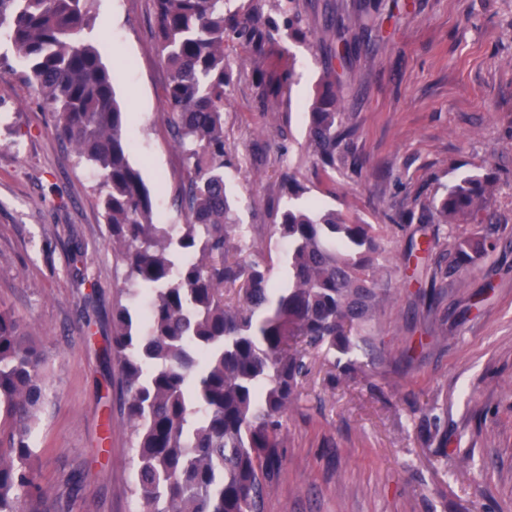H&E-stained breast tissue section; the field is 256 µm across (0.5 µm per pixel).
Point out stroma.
I'll list each match as a JSON object with an SVG mask.
<instances>
[{"mask_svg":"<svg viewBox=\"0 0 512 512\" xmlns=\"http://www.w3.org/2000/svg\"><path fill=\"white\" fill-rule=\"evenodd\" d=\"M281 18L285 0H263ZM305 36L265 59L224 47L227 183L248 228L245 259L269 257L288 205L283 176L305 200L375 225L390 288L373 349L343 372L312 352L298 401L283 416L282 466L261 512H512V0H294ZM89 35L134 118L131 164L165 224H182L188 175L169 128L170 72L152 0H95ZM344 19L343 43L332 24ZM289 85L260 100L265 72ZM9 44L0 43V310L20 317L50 370L32 432L46 494L39 512H141L131 431L106 355L126 269L106 242L97 176L52 132L54 116ZM334 78L352 131L332 179L318 174L307 109ZM493 169L490 224H441L428 209L465 174ZM407 215L400 224L389 214ZM491 234L497 249L469 272L429 281L409 262H446L456 239ZM89 284H81V275ZM436 289L434 303L421 295ZM82 488L68 493L67 480Z\"/></svg>","mask_w":512,"mask_h":512,"instance_id":"1","label":"stroma"}]
</instances>
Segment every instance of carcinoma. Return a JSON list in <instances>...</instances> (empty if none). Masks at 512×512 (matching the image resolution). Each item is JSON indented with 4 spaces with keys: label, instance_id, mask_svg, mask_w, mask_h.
<instances>
[{
    "label": "carcinoma",
    "instance_id": "obj_1",
    "mask_svg": "<svg viewBox=\"0 0 512 512\" xmlns=\"http://www.w3.org/2000/svg\"><path fill=\"white\" fill-rule=\"evenodd\" d=\"M92 2L0 0V26L54 112L56 136L100 176L106 241L129 284L130 304L112 310L108 351L132 430L135 491L143 512H260L308 351L348 354L374 341L371 323L388 296L380 238L359 219L292 205L273 226L288 245V284L271 283L270 265L240 259L245 228L224 183V45L263 58L280 31L301 34L297 16L279 24L262 0L243 11L226 8L229 0H154L170 71L166 101L189 168L187 223H160L129 160V118L112 71L84 37L96 20ZM290 80L287 70L263 77L261 97ZM351 135L328 81L309 112L316 166L336 170V151ZM496 191L493 174L465 175L432 209L443 224H485ZM496 246L488 235L457 240L431 279L473 268ZM45 375L26 325L0 311V512H24L43 496L30 438Z\"/></svg>",
    "mask_w": 512,
    "mask_h": 512
}]
</instances>
